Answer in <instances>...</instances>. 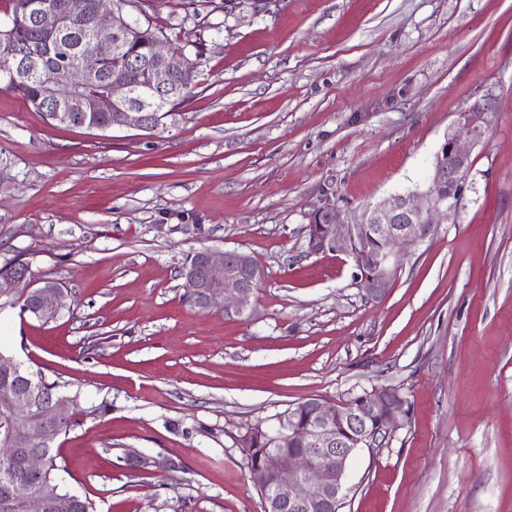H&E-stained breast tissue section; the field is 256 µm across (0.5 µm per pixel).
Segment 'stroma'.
I'll list each match as a JSON object with an SVG mask.
<instances>
[{
    "mask_svg": "<svg viewBox=\"0 0 512 512\" xmlns=\"http://www.w3.org/2000/svg\"><path fill=\"white\" fill-rule=\"evenodd\" d=\"M150 14L170 46L203 45L158 129L57 126L0 90V265L28 262L68 305L47 323L1 310L0 350L80 396L60 485L96 512H264L247 431L390 387L398 424L353 457L341 512H512V0ZM477 103L455 213L368 300L345 252L309 249L311 212L328 198L351 224L423 192ZM205 248L264 267L252 320L187 302L180 271Z\"/></svg>",
    "mask_w": 512,
    "mask_h": 512,
    "instance_id": "1",
    "label": "stroma"
}]
</instances>
